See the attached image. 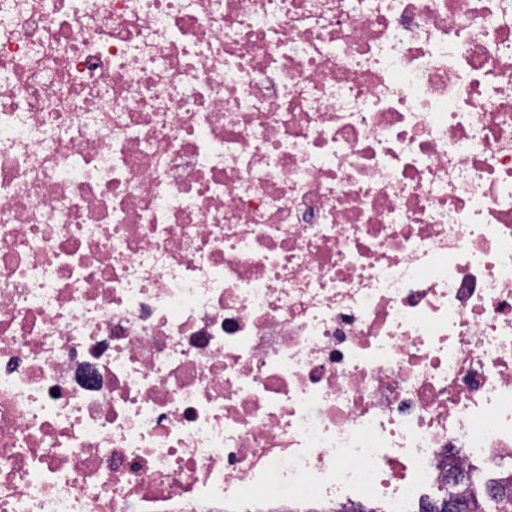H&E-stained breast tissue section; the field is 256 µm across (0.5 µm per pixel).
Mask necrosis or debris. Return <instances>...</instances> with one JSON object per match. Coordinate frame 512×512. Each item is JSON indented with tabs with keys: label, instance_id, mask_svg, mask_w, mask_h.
I'll return each mask as SVG.
<instances>
[{
	"label": "necrosis or debris",
	"instance_id": "obj_1",
	"mask_svg": "<svg viewBox=\"0 0 512 512\" xmlns=\"http://www.w3.org/2000/svg\"><path fill=\"white\" fill-rule=\"evenodd\" d=\"M512 474V0H0V512H424Z\"/></svg>",
	"mask_w": 512,
	"mask_h": 512
}]
</instances>
